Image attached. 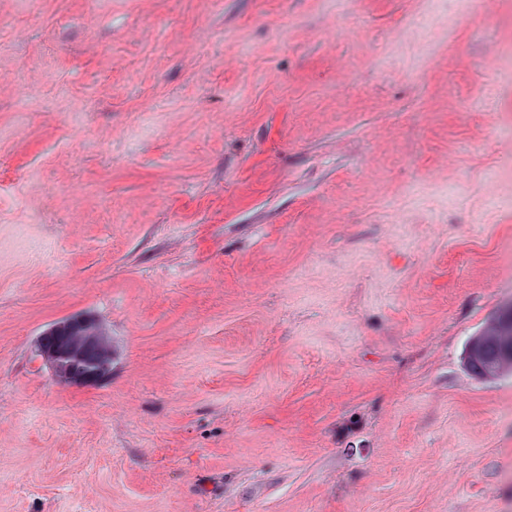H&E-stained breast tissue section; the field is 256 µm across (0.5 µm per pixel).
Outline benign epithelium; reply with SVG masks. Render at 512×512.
<instances>
[{
  "instance_id": "7a95c632",
  "label": "benign epithelium",
  "mask_w": 512,
  "mask_h": 512,
  "mask_svg": "<svg viewBox=\"0 0 512 512\" xmlns=\"http://www.w3.org/2000/svg\"><path fill=\"white\" fill-rule=\"evenodd\" d=\"M59 333L52 349L36 345L37 356L49 366L56 380L72 386L96 385L112 375V345L96 320L75 314L53 325Z\"/></svg>"
}]
</instances>
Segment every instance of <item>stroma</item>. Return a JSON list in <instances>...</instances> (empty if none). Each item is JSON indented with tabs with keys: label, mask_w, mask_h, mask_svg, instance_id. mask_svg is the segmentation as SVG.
I'll return each instance as SVG.
<instances>
[{
	"label": "stroma",
	"mask_w": 512,
	"mask_h": 512,
	"mask_svg": "<svg viewBox=\"0 0 512 512\" xmlns=\"http://www.w3.org/2000/svg\"><path fill=\"white\" fill-rule=\"evenodd\" d=\"M509 70L512 0H0V512H512ZM504 324H506V326L510 324V329L512 330L511 307L509 310L494 317L482 332L487 330L484 336H508L511 338V336L502 335L497 331V325L503 326ZM484 336L479 334L470 340L467 348L468 354L472 355L476 353L484 339ZM508 360L512 361V342H505L496 337H489L485 341L484 350L480 355H472L468 357L467 366L474 375L479 377H487L489 371L499 368L501 365H503L504 362ZM52 328L39 337L42 346L36 343V353L56 380L72 386H89L110 378L112 345L92 316L75 314L56 322ZM77 365L82 366L80 372L74 369Z\"/></svg>",
	"instance_id": "obj_1"
}]
</instances>
